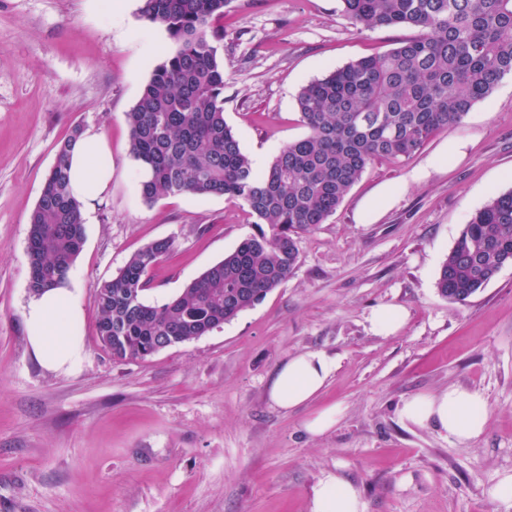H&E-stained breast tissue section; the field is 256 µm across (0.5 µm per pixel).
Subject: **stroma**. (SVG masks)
<instances>
[{
    "instance_id": "35a3bbf8",
    "label": "stroma",
    "mask_w": 512,
    "mask_h": 512,
    "mask_svg": "<svg viewBox=\"0 0 512 512\" xmlns=\"http://www.w3.org/2000/svg\"><path fill=\"white\" fill-rule=\"evenodd\" d=\"M108 0H0V512H309L337 474L364 512H512L490 491L512 473V266L468 302L442 298V262L471 215L512 189V77L462 125L409 159H381L324 224L299 235V261L253 308L191 342L117 362L96 334L97 285L133 253L169 239L146 303L177 296L255 233L248 207L182 194L146 203L126 114L175 45L163 27ZM224 118L249 157L272 161L303 137L300 88L415 36L357 30L340 0H231L224 10ZM101 133L112 182L85 213L68 287L83 309L82 355L43 368L28 345L29 215L58 144L74 127ZM392 201L362 221L382 190ZM401 307L398 331L371 328ZM321 351L336 369L316 407L342 413L326 435L268 397L277 366ZM479 392L486 430L461 442L403 424L417 394ZM373 329L380 335H388L400 329L405 321L403 310L395 305H383L372 312Z\"/></svg>"
}]
</instances>
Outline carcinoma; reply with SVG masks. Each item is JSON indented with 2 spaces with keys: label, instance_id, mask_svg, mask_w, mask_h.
Here are the masks:
<instances>
[{
  "label": "carcinoma",
  "instance_id": "cac0c4a2",
  "mask_svg": "<svg viewBox=\"0 0 512 512\" xmlns=\"http://www.w3.org/2000/svg\"><path fill=\"white\" fill-rule=\"evenodd\" d=\"M231 0H141L140 16L163 27L175 50L153 70L126 113L133 158L150 172L151 204L181 194L244 202L257 232L176 298L143 301L149 270L173 250L155 241L99 284L97 336L117 361L205 336L259 304L299 259L297 237L332 215L366 168L408 159L432 134L461 124L475 103L512 75V0H342L359 29L410 26L418 34L302 86L296 98L308 134L258 171L224 120L220 20ZM76 127L58 147L30 218L28 288L64 284L85 239L82 205L70 191ZM512 261V190L475 211L443 261L436 286L464 304Z\"/></svg>",
  "mask_w": 512,
  "mask_h": 512
}]
</instances>
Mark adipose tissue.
I'll return each mask as SVG.
<instances>
[{"label": "adipose tissue", "mask_w": 512, "mask_h": 512, "mask_svg": "<svg viewBox=\"0 0 512 512\" xmlns=\"http://www.w3.org/2000/svg\"><path fill=\"white\" fill-rule=\"evenodd\" d=\"M112 181V154L105 137L86 133L71 154V190L84 207L94 202ZM81 308L74 291L49 288L36 295L25 310L28 340L42 366L59 371L81 356ZM336 362L320 351L291 356L280 365L269 385L270 400L282 411L311 404L325 388ZM404 423L431 425L460 441L480 437L487 425V403L478 392L451 387L436 395L418 394L400 409ZM309 512H363L360 495L351 482L326 475L313 492Z\"/></svg>", "instance_id": "obj_1"}]
</instances>
